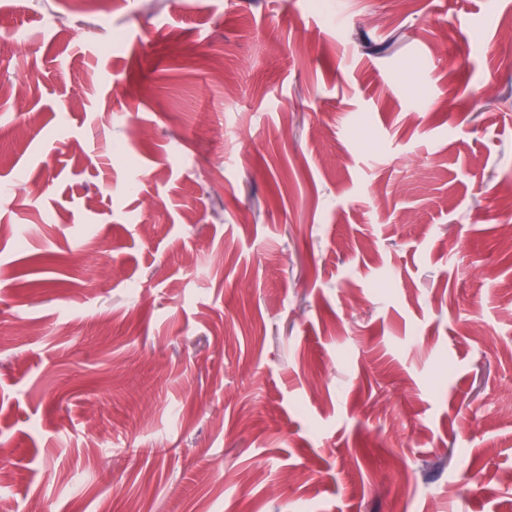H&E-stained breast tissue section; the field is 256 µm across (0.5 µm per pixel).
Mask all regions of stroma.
Here are the masks:
<instances>
[{
    "mask_svg": "<svg viewBox=\"0 0 512 512\" xmlns=\"http://www.w3.org/2000/svg\"><path fill=\"white\" fill-rule=\"evenodd\" d=\"M13 27L0 500L512 512V212L475 191L512 186V0H0Z\"/></svg>",
    "mask_w": 512,
    "mask_h": 512,
    "instance_id": "obj_1",
    "label": "stroma"
}]
</instances>
